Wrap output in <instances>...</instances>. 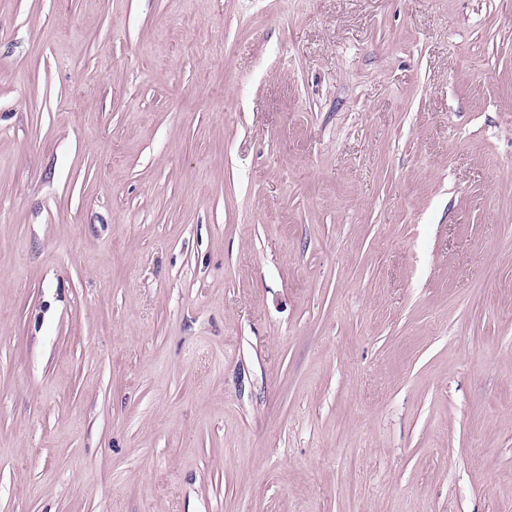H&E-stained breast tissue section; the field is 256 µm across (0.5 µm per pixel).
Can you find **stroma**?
I'll use <instances>...</instances> for the list:
<instances>
[{
	"label": "stroma",
	"mask_w": 512,
	"mask_h": 512,
	"mask_svg": "<svg viewBox=\"0 0 512 512\" xmlns=\"http://www.w3.org/2000/svg\"><path fill=\"white\" fill-rule=\"evenodd\" d=\"M0 512H512V0H0Z\"/></svg>",
	"instance_id": "35a3bbf8"
}]
</instances>
